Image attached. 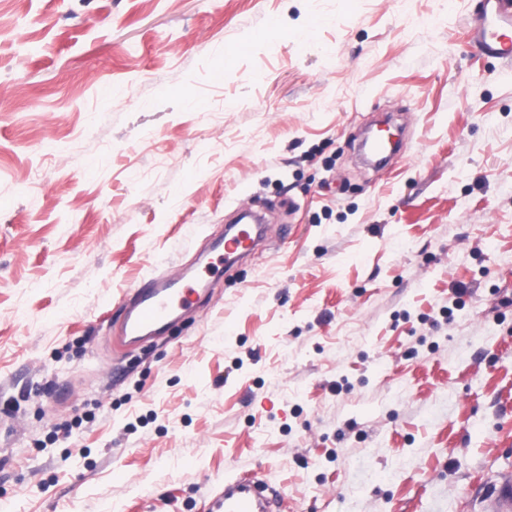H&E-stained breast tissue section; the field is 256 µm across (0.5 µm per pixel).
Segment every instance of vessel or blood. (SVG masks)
<instances>
[{
	"label": "vessel or blood",
	"mask_w": 512,
	"mask_h": 512,
	"mask_svg": "<svg viewBox=\"0 0 512 512\" xmlns=\"http://www.w3.org/2000/svg\"><path fill=\"white\" fill-rule=\"evenodd\" d=\"M469 34L482 56L512 62V0H480L478 11L471 16ZM263 240L262 225L244 224L217 241L218 261H207L194 276L182 272L144 279L124 299L117 344H130L161 331L178 310L189 306L191 297L205 294V280L218 274L220 264L243 260ZM215 508L217 512H281V496L254 474L244 473L225 482L224 495Z\"/></svg>",
	"instance_id": "1"
}]
</instances>
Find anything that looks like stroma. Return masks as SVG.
<instances>
[{"label": "stroma", "instance_id": "1", "mask_svg": "<svg viewBox=\"0 0 512 512\" xmlns=\"http://www.w3.org/2000/svg\"><path fill=\"white\" fill-rule=\"evenodd\" d=\"M479 0H0V512H512V63ZM397 110L386 167L356 135ZM266 248L112 338L237 205ZM469 34L480 54L512 62V6L508 0H481ZM219 271L214 258H209L192 278H187L185 269L175 275L159 274L144 279L124 299V316L115 336L117 344H130L161 331L178 310L190 305L193 295L202 306L207 304L209 300L201 298L208 284L202 283ZM218 512H282L280 493L264 487L252 473L224 482V495L212 509Z\"/></svg>", "mask_w": 512, "mask_h": 512}]
</instances>
